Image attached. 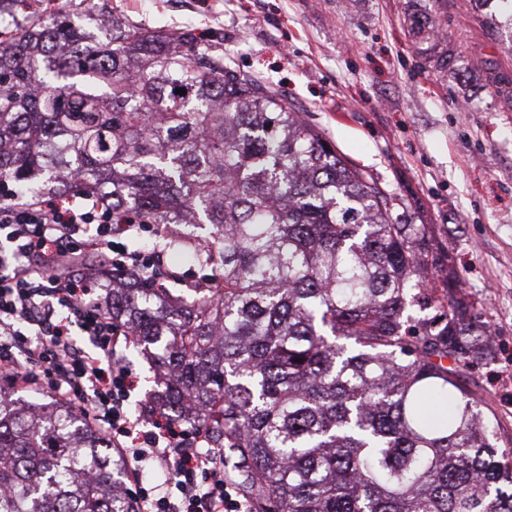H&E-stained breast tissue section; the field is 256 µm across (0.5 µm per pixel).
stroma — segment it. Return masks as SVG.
I'll list each match as a JSON object with an SVG mask.
<instances>
[{
    "label": "stroma",
    "mask_w": 512,
    "mask_h": 512,
    "mask_svg": "<svg viewBox=\"0 0 512 512\" xmlns=\"http://www.w3.org/2000/svg\"><path fill=\"white\" fill-rule=\"evenodd\" d=\"M160 29L223 40L339 153L432 225L496 327L464 379L512 449V36L474 0H110ZM68 0H0V41Z\"/></svg>",
    "instance_id": "stroma-1"
}]
</instances>
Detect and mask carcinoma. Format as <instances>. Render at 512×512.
I'll return each instance as SVG.
<instances>
[{"instance_id":"1","label":"carcinoma","mask_w":512,"mask_h":512,"mask_svg":"<svg viewBox=\"0 0 512 512\" xmlns=\"http://www.w3.org/2000/svg\"><path fill=\"white\" fill-rule=\"evenodd\" d=\"M478 3L512 34V0ZM70 7L0 43V181L110 184L112 223L158 225L202 272L174 297L112 271L151 401L224 449L252 512H512V450L460 382L493 325L431 225L224 42ZM123 476L78 406L0 387V512H137Z\"/></svg>"}]
</instances>
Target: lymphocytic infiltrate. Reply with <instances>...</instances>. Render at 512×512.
Returning a JSON list of instances; mask_svg holds the SVG:
<instances>
[{
	"label": "lymphocytic infiltrate",
	"mask_w": 512,
	"mask_h": 512,
	"mask_svg": "<svg viewBox=\"0 0 512 512\" xmlns=\"http://www.w3.org/2000/svg\"><path fill=\"white\" fill-rule=\"evenodd\" d=\"M109 199L96 190L0 201V383L78 403L133 463L163 469L165 490L140 489V512H248L223 449L190 447V430L151 403L127 410L135 379L119 352L131 339L94 295L85 259L144 278L163 256L119 246L145 227L113 223Z\"/></svg>",
	"instance_id": "lymphocytic-infiltrate-1"
}]
</instances>
